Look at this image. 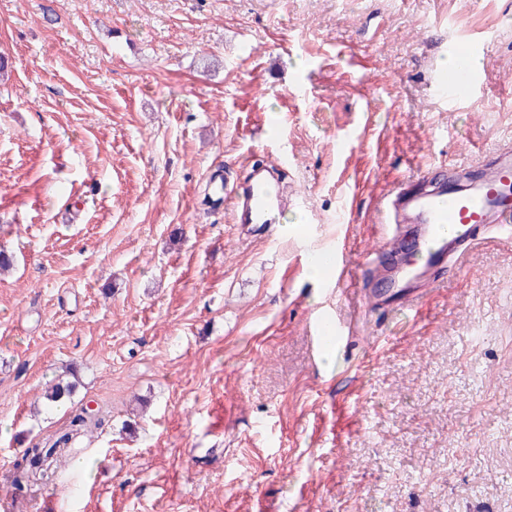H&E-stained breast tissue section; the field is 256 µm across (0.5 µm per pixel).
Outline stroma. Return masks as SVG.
Instances as JSON below:
<instances>
[{"instance_id":"35a3bbf8","label":"stroma","mask_w":512,"mask_h":512,"mask_svg":"<svg viewBox=\"0 0 512 512\" xmlns=\"http://www.w3.org/2000/svg\"><path fill=\"white\" fill-rule=\"evenodd\" d=\"M459 41L489 51L450 101ZM0 56V460L100 420L0 512H512V227L409 310L308 275L512 145V0H0ZM261 166L288 212L248 236L207 174ZM75 389V382L60 378L45 391L43 405L46 407L59 406L72 396Z\"/></svg>"}]
</instances>
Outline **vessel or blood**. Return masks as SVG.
<instances>
[{"mask_svg": "<svg viewBox=\"0 0 512 512\" xmlns=\"http://www.w3.org/2000/svg\"><path fill=\"white\" fill-rule=\"evenodd\" d=\"M481 53L480 47L460 46L456 70L438 84L440 97L457 99L472 93L478 75L472 62ZM214 190L236 222L274 223L281 190L270 185L262 171H254L249 183L232 188L215 181ZM383 209L391 223L415 227L412 235L382 241L379 250L387 254L390 266L366 270L352 265L351 238L345 233L336 238L335 258L328 272L337 294L353 287L380 306L384 300L378 296V288L396 287L401 303L407 305L416 297L414 290L404 286L414 270L460 259L485 239L489 228L512 224V148L446 179L424 177L403 183L385 198Z\"/></svg>", "mask_w": 512, "mask_h": 512, "instance_id": "b4317fda", "label": "vessel or blood"}]
</instances>
